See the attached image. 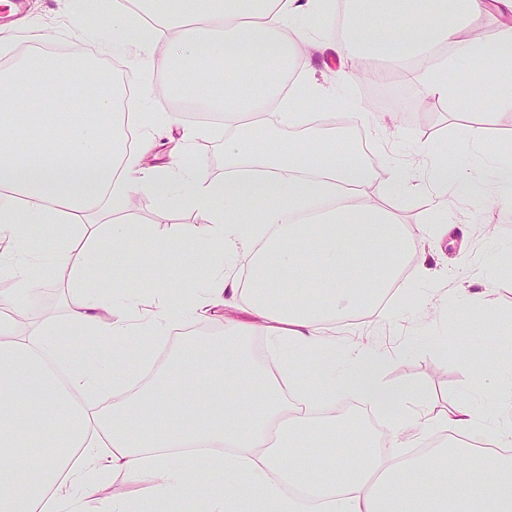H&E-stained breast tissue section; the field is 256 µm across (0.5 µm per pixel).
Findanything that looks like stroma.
<instances>
[{
  "label": "stroma",
  "mask_w": 512,
  "mask_h": 512,
  "mask_svg": "<svg viewBox=\"0 0 512 512\" xmlns=\"http://www.w3.org/2000/svg\"><path fill=\"white\" fill-rule=\"evenodd\" d=\"M20 2L19 9L12 11L0 4V33L10 37L7 51H0V69L10 67L18 56L34 50L62 53L72 44L81 43L87 54L98 57L101 67L112 70L115 83L124 98L132 99L135 111L155 113L158 123L166 126V137L146 154L149 165L176 170L190 159L202 164L210 179H223L224 140L229 131L222 113H214L209 119L193 118L187 111L177 110L171 96L137 97L124 57L99 52V39L111 33L107 20L69 16L59 0ZM497 93L496 86L480 84L472 95L459 94L446 103L426 97L419 85L397 73L391 74L386 83L362 82L352 88L356 99L385 113L390 134L404 140L406 148L399 155V162L417 165V146L429 142L440 155L466 168L474 166L475 159L460 150L461 138L483 139L512 152V108L502 107L485 116L475 106L477 98ZM174 112L180 122L168 124L167 119ZM325 117L336 129L345 131L347 143L355 151L371 156L376 170L386 168L391 157L385 141L376 139L366 127L344 125L339 112L326 110ZM187 126L197 131L188 146L182 140ZM448 197V218L456 226L455 234L440 240L428 258L429 266L447 270V277L421 284L403 277L395 285L400 294L427 296L429 307L398 305L396 318L390 323L379 322L372 314L363 315L338 332L337 338L347 343L363 342L380 356L379 378L384 386L397 392L412 388V396L405 401L407 410H416L422 404L441 413L453 400L469 396L493 419L498 414L493 385L512 379V353L498 350L489 335L472 337L463 344L455 341L462 309L453 289L459 282L470 283L472 290L485 293L494 325L512 321V271L500 265L502 256L512 254V216L492 200L476 194L465 182L450 189ZM132 212V238L126 254L105 276L89 280L86 293L94 297L116 296L121 286L144 283L161 273L175 286L188 282L197 289L204 287L207 268L189 261L174 265L167 256L149 251L151 236L189 234L204 223V216L190 205L167 203L144 192L135 193ZM69 282L68 275L58 273L40 291L27 296L31 316L39 320L66 319ZM223 334L224 317L220 314L176 327L157 347L155 365L163 367L186 340L215 339ZM478 367L492 368L494 383L479 382L474 376Z\"/></svg>",
  "instance_id": "obj_1"
}]
</instances>
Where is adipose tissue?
Segmentation results:
<instances>
[{
  "mask_svg": "<svg viewBox=\"0 0 512 512\" xmlns=\"http://www.w3.org/2000/svg\"><path fill=\"white\" fill-rule=\"evenodd\" d=\"M332 7L333 0H135L130 9L104 0L99 15L111 20L112 41L101 51L130 39L142 47L128 62L140 94H157L161 61L168 83L205 76L206 104L236 130L224 141L230 171L220 181L195 163L175 175L145 166L140 149H119L118 91L81 49L34 54L0 70V274L14 282L0 293V512H191L196 503L201 512H512V422L486 420L464 398L441 414L407 413L401 395L382 386L369 352L332 334L364 311L389 322L385 297L402 274H436L412 260L427 235L370 203L372 188L396 198L424 187L432 206L422 223L449 234L448 188L478 179L479 169H462L425 144L420 178L404 166L374 172L306 109L317 102L348 109L384 130L380 113L346 101L340 87L372 60H411L441 44L448 54L411 80L443 101L453 96V77L493 84L499 93L483 107L500 108L512 101V25L465 38L462 19L512 14V0H369L355 35L332 47L338 67L327 86L303 62L308 50L296 22H323ZM272 65L295 71L291 88L258 91ZM35 74L47 93L34 91ZM85 97L92 111L46 109L50 99ZM278 123L305 133L279 142ZM138 191L180 196L208 217L190 235L153 240L175 263L214 255L192 303L175 300L163 278L150 285L158 298L149 309L131 296L115 303L85 293L101 258L131 230L114 220L81 245V227L104 199L119 212ZM44 225L57 233L41 249L33 230ZM54 266L71 279L67 319L19 329L24 297ZM240 307L247 319H227L223 337L184 346L165 372L135 388L172 328ZM258 327L277 369L242 349ZM133 337L140 349L132 357L125 343ZM106 388L110 412L86 406ZM344 393L388 408L387 452L377 453L369 438L340 454L345 426L333 403ZM432 429L448 432V441L430 455L405 456ZM459 436L497 441L483 457L493 475L486 487L462 467ZM187 446L206 448L222 485L196 480ZM300 446L328 465L311 473L287 462V450ZM112 474L137 484L138 495L99 498V483Z\"/></svg>",
  "mask_w": 512,
  "mask_h": 512,
  "instance_id": "obj_1",
  "label": "adipose tissue"
}]
</instances>
